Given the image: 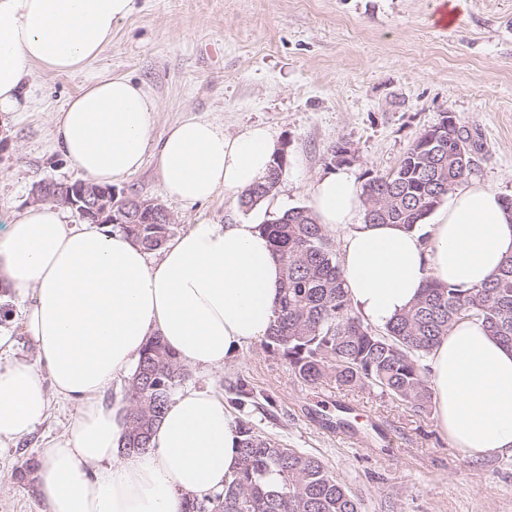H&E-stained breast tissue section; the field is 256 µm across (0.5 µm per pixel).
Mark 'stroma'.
Listing matches in <instances>:
<instances>
[{"mask_svg": "<svg viewBox=\"0 0 512 512\" xmlns=\"http://www.w3.org/2000/svg\"><path fill=\"white\" fill-rule=\"evenodd\" d=\"M441 0H134L97 60L73 73L34 69L21 112L0 113V225L31 204L35 184L82 173L55 148L50 117L89 82L120 74L151 87L155 131L193 112L225 132L269 129L288 146L275 195L244 211L234 194L188 206L165 198L153 157L113 184L116 196L161 201L173 234L205 219L264 223L308 205L348 142L357 175L392 173L413 141L453 113L478 150L473 181L512 197V0H462L447 29ZM246 379L258 402L240 414L256 431L319 457L364 512H512V455L462 456L435 414L417 416L375 389L301 384L256 342L224 368L186 369V385L227 393ZM342 418L323 425L321 413ZM75 409L53 405L0 461V512H45L36 482L16 471Z\"/></svg>", "mask_w": 512, "mask_h": 512, "instance_id": "stroma-1", "label": "stroma"}]
</instances>
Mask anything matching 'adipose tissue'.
Returning a JSON list of instances; mask_svg holds the SVG:
<instances>
[{
    "label": "adipose tissue",
    "instance_id": "ef3b65f1",
    "mask_svg": "<svg viewBox=\"0 0 512 512\" xmlns=\"http://www.w3.org/2000/svg\"><path fill=\"white\" fill-rule=\"evenodd\" d=\"M134 0H0V112L16 111L33 68L83 70L112 41ZM150 88L99 78L52 115L61 153L94 183L141 169L152 154L166 197L193 205L239 193L267 172L276 147L265 127L229 134L188 114L154 136ZM310 206L341 237L340 265L355 311L384 325L413 304L429 279L459 288L486 282L512 254V214L501 194L473 182L449 193L423 224L359 221L361 183L347 168L318 177ZM283 271L258 224L198 221L158 257L103 224H70L57 203L32 204L0 228V281L34 360L13 357L0 324V459L49 415L73 403L66 430L41 450L37 480L47 512H181L231 481L238 417L211 389L186 387L169 402L151 448L123 455L116 409L104 396L155 337L181 363L223 368L266 336ZM434 412L461 454L512 453V347L462 320L428 357Z\"/></svg>",
    "mask_w": 512,
    "mask_h": 512
}]
</instances>
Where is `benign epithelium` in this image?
<instances>
[{"instance_id": "obj_1", "label": "benign epithelium", "mask_w": 512, "mask_h": 512, "mask_svg": "<svg viewBox=\"0 0 512 512\" xmlns=\"http://www.w3.org/2000/svg\"><path fill=\"white\" fill-rule=\"evenodd\" d=\"M32 198L36 202L49 201L70 206L94 224H126L145 211L170 220L166 209L156 200L126 196L119 204L112 189L96 187L86 181L73 184L42 182L32 190Z\"/></svg>"}]
</instances>
